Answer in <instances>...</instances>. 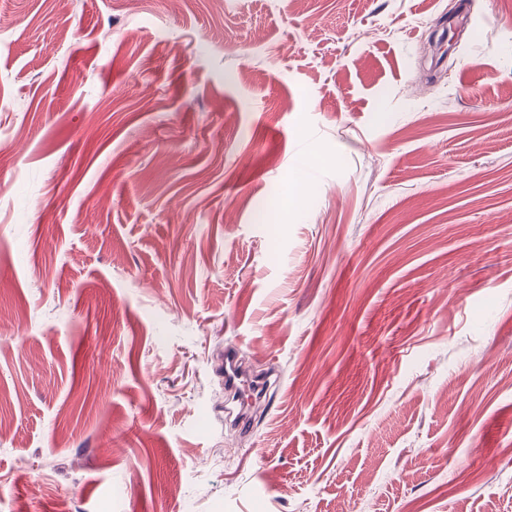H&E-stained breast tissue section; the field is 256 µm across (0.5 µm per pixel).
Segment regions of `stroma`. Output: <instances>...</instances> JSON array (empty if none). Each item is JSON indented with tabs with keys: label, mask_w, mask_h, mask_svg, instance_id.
Segmentation results:
<instances>
[{
	"label": "stroma",
	"mask_w": 512,
	"mask_h": 512,
	"mask_svg": "<svg viewBox=\"0 0 512 512\" xmlns=\"http://www.w3.org/2000/svg\"><path fill=\"white\" fill-rule=\"evenodd\" d=\"M1 154L0 512H512V0H0ZM230 389L242 393L244 398L251 399L254 385L242 378L233 364V358L227 355L224 364V390Z\"/></svg>",
	"instance_id": "1"
}]
</instances>
